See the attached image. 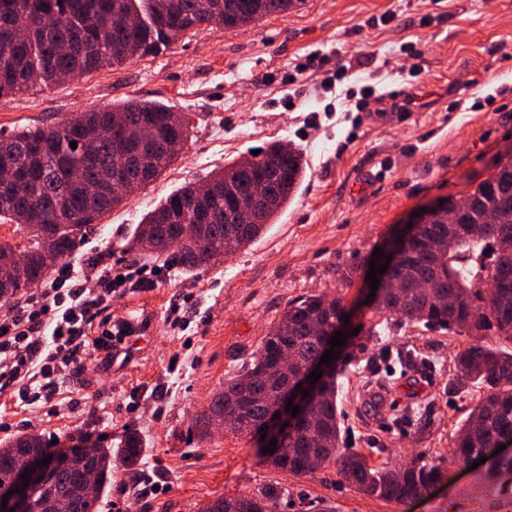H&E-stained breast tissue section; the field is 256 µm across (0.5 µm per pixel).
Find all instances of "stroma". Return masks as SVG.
Returning <instances> with one entry per match:
<instances>
[{
	"label": "stroma",
	"instance_id": "obj_1",
	"mask_svg": "<svg viewBox=\"0 0 512 512\" xmlns=\"http://www.w3.org/2000/svg\"><path fill=\"white\" fill-rule=\"evenodd\" d=\"M423 54L411 57L409 44ZM383 94L407 82L414 109L372 103L357 112L345 85L328 87L337 66ZM417 78H409L408 68ZM137 98L188 113L193 128L181 156L88 231L78 254L114 266L168 267L157 286L113 297L111 323L147 311L140 355L124 368L74 364L49 400L0 392V443L27 432L57 438L71 451L82 437L120 448L142 442L137 480L115 464L103 512H198L219 497L274 488L276 512H512L496 495L487 464L449 461L453 439L480 388L463 384L455 357L468 346L511 350L493 332L469 335L388 325L342 382L338 397L348 446L370 465L394 468L417 452L447 457L445 477L423 497L396 504L359 492L334 467L294 475L268 466L252 437L189 429L225 380L250 362L288 302L341 297L350 328L373 322L361 259L429 202L463 196L512 153V0H304L240 30L188 33L169 49L79 79L0 96V134L49 127L76 113ZM274 141L303 154L305 178L275 224L251 246L193 274L169 255L132 252L147 213L188 182ZM356 268L352 284L342 271ZM185 322L170 328L172 304ZM421 367L427 387L404 377ZM391 388L392 430L374 427L375 388Z\"/></svg>",
	"mask_w": 512,
	"mask_h": 512
}]
</instances>
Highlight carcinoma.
Returning <instances> with one entry per match:
<instances>
[{
    "mask_svg": "<svg viewBox=\"0 0 512 512\" xmlns=\"http://www.w3.org/2000/svg\"><path fill=\"white\" fill-rule=\"evenodd\" d=\"M304 0H0V96L20 94L33 74L49 88L136 57L153 55L203 26L223 23L238 30L261 19L288 11ZM190 121L183 112L147 100H128L107 109L79 112L50 127H30L0 138V150L13 155L18 187L0 192V220L26 232L24 248L0 241V259L15 254L23 264L6 283H0V301H8L29 284L44 279L80 246L99 217L124 201L113 194L112 181L125 175L131 155L150 168L143 181L156 180L177 159L189 139ZM77 148H71V143ZM92 145L84 163L82 181L72 180L71 158ZM252 175L242 176L238 163L213 172L214 189L201 206L216 215L210 224L198 223L196 187L186 185L170 195L140 224L132 248L164 254L180 267L207 268L212 257H228L255 243L265 226L273 224L294 199L305 177L302 156L295 148L272 142L252 156ZM264 183L272 205L259 209L249 224H239L232 201L251 197L253 181ZM471 201L464 223L448 228L434 215L419 234L409 255L390 272L391 282H379L370 307L374 314L402 324L422 325L458 335L492 331L512 342V156L467 193ZM485 243L495 245L496 258L464 265L461 255L475 253ZM346 309L343 300L324 294L288 303L280 320L264 336L253 360L213 395L193 427L210 434L214 415L224 416V431L249 435L261 443V428L269 404L279 394L283 376L274 375L283 351L291 354L288 371L320 361L322 336L335 326ZM380 335L376 326L346 340L352 353L323 372L319 392L309 405L313 419L288 434L274 453H264L270 466L295 475L310 470L306 458L336 473L360 492L405 504L423 495L444 478V462L421 454L404 468L369 465L366 456L350 448L338 408V395L349 366L366 354ZM462 381L484 385L487 393L459 428L452 457L466 462L512 437V350L471 345L456 356ZM142 452L137 436H128L121 448L96 444L93 452L72 454L66 467L58 465L51 440L27 433L0 447V481L10 477L17 457L44 460L53 482L36 489L30 512H48L50 496L81 486L84 471H96L93 489L73 498L69 512H98V502L112 478V463L136 464ZM269 493L220 497L200 512H267Z\"/></svg>",
    "mask_w": 512,
    "mask_h": 512,
    "instance_id": "cac0c4a2",
    "label": "carcinoma"
}]
</instances>
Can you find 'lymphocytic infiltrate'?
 Here are the masks:
<instances>
[{
    "mask_svg": "<svg viewBox=\"0 0 512 512\" xmlns=\"http://www.w3.org/2000/svg\"><path fill=\"white\" fill-rule=\"evenodd\" d=\"M90 267L95 287H85L69 264L48 288L0 316V389L16 388L21 399L32 402L54 396L63 368L91 352V321L121 288L152 287L157 274L145 264L127 267L119 277L102 261Z\"/></svg>",
    "mask_w": 512,
    "mask_h": 512,
    "instance_id": "f902f5d3",
    "label": "lymphocytic infiltrate"
}]
</instances>
